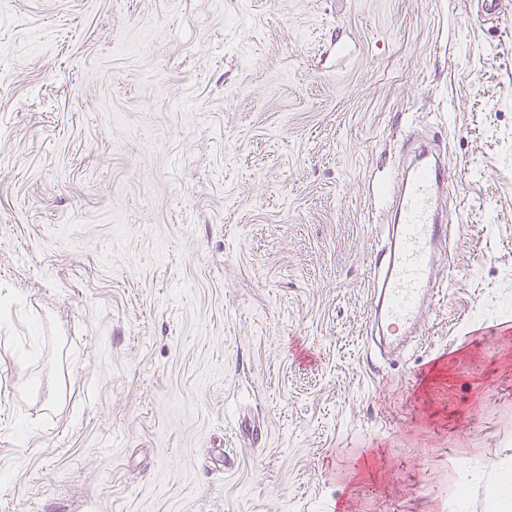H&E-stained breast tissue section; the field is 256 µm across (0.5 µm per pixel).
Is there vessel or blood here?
I'll list each match as a JSON object with an SVG mask.
<instances>
[{"label": "vessel or blood", "instance_id": "b4317fda", "mask_svg": "<svg viewBox=\"0 0 512 512\" xmlns=\"http://www.w3.org/2000/svg\"><path fill=\"white\" fill-rule=\"evenodd\" d=\"M448 178L446 165L432 151L422 150L397 198L398 221L389 227V244L375 258L369 288L380 335L404 336L422 317L435 291L432 270L438 245L447 236L440 207V189Z\"/></svg>", "mask_w": 512, "mask_h": 512}]
</instances>
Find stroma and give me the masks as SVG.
Instances as JSON below:
<instances>
[{
    "label": "stroma",
    "mask_w": 512,
    "mask_h": 512,
    "mask_svg": "<svg viewBox=\"0 0 512 512\" xmlns=\"http://www.w3.org/2000/svg\"><path fill=\"white\" fill-rule=\"evenodd\" d=\"M410 134L450 286L387 353ZM509 456L512 0H0V512H491Z\"/></svg>",
    "instance_id": "1"
}]
</instances>
